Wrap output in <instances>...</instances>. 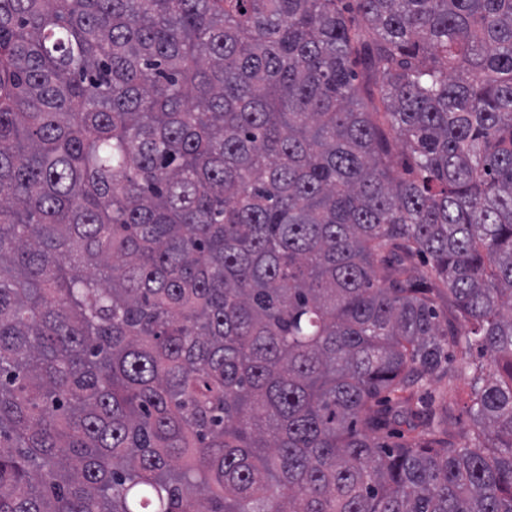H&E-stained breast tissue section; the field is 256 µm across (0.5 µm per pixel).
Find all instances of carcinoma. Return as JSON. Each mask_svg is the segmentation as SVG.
<instances>
[{
    "label": "carcinoma",
    "mask_w": 512,
    "mask_h": 512,
    "mask_svg": "<svg viewBox=\"0 0 512 512\" xmlns=\"http://www.w3.org/2000/svg\"><path fill=\"white\" fill-rule=\"evenodd\" d=\"M0 512H512V0H0ZM452 354V385L456 390L452 422L456 423V428H458L469 424L468 415L464 411V402L468 401L469 387L467 382L472 376L474 363L478 362V356L475 351L470 355H464L459 349L454 350Z\"/></svg>",
    "instance_id": "obj_1"
}]
</instances>
